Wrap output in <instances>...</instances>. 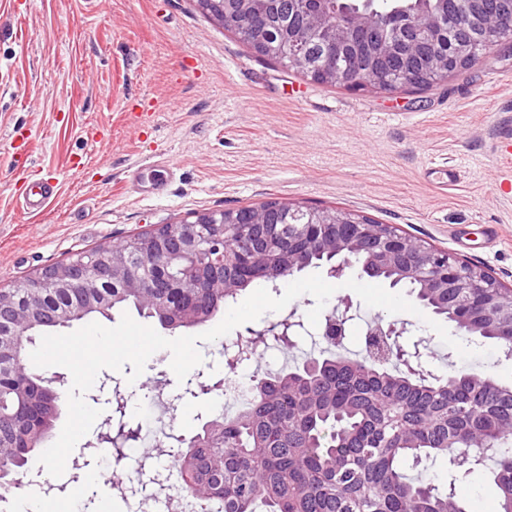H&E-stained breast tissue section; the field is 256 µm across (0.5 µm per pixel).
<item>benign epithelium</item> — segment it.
I'll list each match as a JSON object with an SVG mask.
<instances>
[{
	"label": "benign epithelium",
	"mask_w": 512,
	"mask_h": 512,
	"mask_svg": "<svg viewBox=\"0 0 512 512\" xmlns=\"http://www.w3.org/2000/svg\"><path fill=\"white\" fill-rule=\"evenodd\" d=\"M217 5L215 15L224 30L235 31L245 27L242 12L259 5L257 0H242L238 11H226L221 0H197ZM470 12L460 15L457 0H436L415 12L396 16L398 24L393 39L379 45L376 56L368 61L348 52L355 42L368 36L376 12L372 0H365L363 9L354 13L328 15L321 0H289L290 12L303 19L304 26L295 29L284 49L288 70L295 71L314 82L327 81L347 86L363 85L388 92L401 88L388 83L380 70L379 59L395 55L417 42L422 36L442 27L451 14L456 15L452 43L446 52H437L413 62L400 74L402 85L421 83L442 84L448 76L479 58L473 45L471 31L481 33L482 45L490 51L504 44L512 45V0H471ZM318 37L330 45L335 56L343 57L344 66L325 61L312 62L308 47L311 38ZM260 226L271 237L288 234L301 243L303 251L335 256L336 264L328 274L342 278L351 263L361 264V272L370 277L385 273L391 283H417L432 288L452 308L473 295L480 297L471 313V335L500 336L503 327L512 329V286L504 287L485 270L466 264L452 254L432 248L398 232L390 224H379L353 210L308 211L288 207V220L274 218L271 209H260L249 224L240 223L226 213L219 217L203 215L196 222L170 225L159 238L138 249L121 255L101 254L79 259L60 267H51L37 278L26 282L28 288H68L79 297V306L94 304L92 290L118 284L128 293L141 297L155 288H239L241 282L228 276L231 270H244L250 279L262 280L286 272L295 273L303 263L295 256L279 251L253 258L241 249L231 246L236 240L243 244L246 229ZM165 257L186 260L181 277L170 282L156 272ZM40 293L30 294L28 307L6 318L11 335L0 336V345L8 343L14 358L6 367L19 371L24 368L23 352L29 339L28 332L42 318ZM352 304L341 301L333 308L323 328L331 347H336L344 335L346 323L352 319ZM406 328L377 319L371 327L372 336H402ZM42 403L52 416H57L62 401L59 389L41 388ZM17 448H33L42 436L40 428L19 430Z\"/></svg>",
	"instance_id": "obj_1"
}]
</instances>
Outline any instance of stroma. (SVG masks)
Listing matches in <instances>:
<instances>
[{
	"mask_svg": "<svg viewBox=\"0 0 512 512\" xmlns=\"http://www.w3.org/2000/svg\"><path fill=\"white\" fill-rule=\"evenodd\" d=\"M68 113V124L57 121ZM512 49L483 56L424 91L390 93L326 85L256 56L214 23L196 0H8L0 7V289L110 245L202 213L268 201L354 210L480 266L512 285ZM457 168L458 187L439 189L437 169ZM58 186L39 215L22 209L30 178ZM324 306L353 303L345 347L361 357L362 332L377 318L405 325L404 347L447 376L482 371L512 386V358L489 340L434 315L407 288L352 264ZM304 294L239 325L233 336L284 317L299 324L295 347L259 348L238 373L278 371L318 355ZM224 338L198 342L203 362L179 383L169 351L132 377L116 372L131 399V425L155 429L161 399L177 398L172 423L192 433L216 394L187 384L229 377ZM107 483L83 491L76 512H138L152 492L124 465L89 451ZM455 485L466 512H498L489 471L453 483L447 463L424 473Z\"/></svg>",
	"mask_w": 512,
	"mask_h": 512,
	"instance_id": "obj_1",
	"label": "stroma"
}]
</instances>
